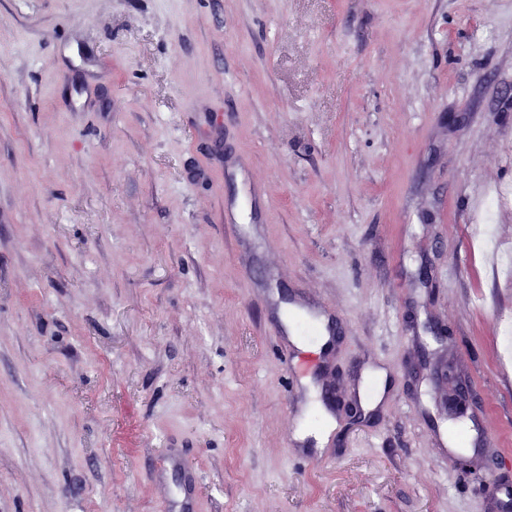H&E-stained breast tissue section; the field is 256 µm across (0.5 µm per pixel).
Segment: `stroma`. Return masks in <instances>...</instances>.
Masks as SVG:
<instances>
[{
    "instance_id": "35a3bbf8",
    "label": "stroma",
    "mask_w": 512,
    "mask_h": 512,
    "mask_svg": "<svg viewBox=\"0 0 512 512\" xmlns=\"http://www.w3.org/2000/svg\"><path fill=\"white\" fill-rule=\"evenodd\" d=\"M506 188L512 0H0V512H505Z\"/></svg>"
}]
</instances>
